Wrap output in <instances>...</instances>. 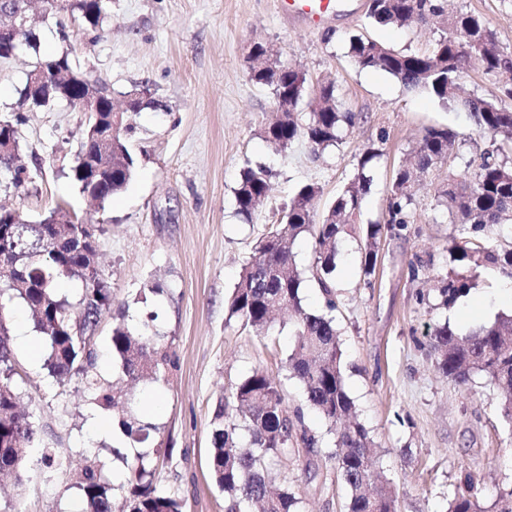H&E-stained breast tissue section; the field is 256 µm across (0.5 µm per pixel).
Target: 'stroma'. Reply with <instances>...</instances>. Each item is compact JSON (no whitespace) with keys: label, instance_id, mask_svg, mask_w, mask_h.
Segmentation results:
<instances>
[{"label":"stroma","instance_id":"35a3bbf8","mask_svg":"<svg viewBox=\"0 0 512 512\" xmlns=\"http://www.w3.org/2000/svg\"><path fill=\"white\" fill-rule=\"evenodd\" d=\"M450 5L483 16L498 40L512 47V9L502 0ZM364 14L365 0H338L335 20L311 27L285 21L275 0H112L102 29L75 30L53 50L70 52L107 84L115 103L144 84L161 101V108L133 117L129 144L136 170L127 188L101 208L80 194L70 167L87 115L63 102L24 115L20 157L32 183L17 188L0 177V205L26 220L62 202L68 219L100 226L99 265L114 307L125 309L131 325L143 307L156 309L173 337L177 375L167 384L137 387L131 404L172 440L173 453L160 462L157 477L183 501V512H225L208 467L210 421L222 393L259 368L279 383L289 407L304 403L301 386L283 367L293 346L288 328L278 322L268 336L258 337L229 317L227 308L243 263L297 186H319L315 209L323 211L364 149L382 142L384 155L364 200V215L373 220L384 211L395 173L425 128L457 132L472 149L487 143L467 112L408 89L387 73L353 65L348 40L354 33L412 52L428 49L437 36L431 26H372ZM257 42L270 46L282 64L304 70L310 82L336 79L342 110L359 117L339 147L317 157L303 140L280 152L262 139L276 101L250 79L249 55ZM249 164L269 168L271 191L246 223L236 214L234 189ZM447 176L444 167L427 176L416 194L415 222L383 239L371 283L363 281L358 241H345L337 258L336 323L346 388L379 448L376 467L397 490L401 512H446L468 472L487 506L498 486L512 484V425L497 412L498 386L484 375L456 386L437 369L426 336L438 320L465 330L502 311V279L496 275L476 279L478 303L447 309L436 295L437 278L448 271L452 226L433 222L432 204ZM154 281L163 283L164 293L142 295ZM33 329L27 311L14 306L9 344L21 401L37 429L28 469L38 467L45 447L60 449L62 465L74 467L91 449L121 478L123 465L113 457L117 440L96 433L104 412L89 403L79 378L57 381L19 344L20 332ZM269 479L293 489L303 512H346L348 489L337 469L305 449L272 466ZM17 504L22 512L81 508L78 491L62 479L30 482L20 490L12 480L0 481V512Z\"/></svg>","mask_w":512,"mask_h":512}]
</instances>
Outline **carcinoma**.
Listing matches in <instances>:
<instances>
[{
  "instance_id": "cac0c4a2",
  "label": "carcinoma",
  "mask_w": 512,
  "mask_h": 512,
  "mask_svg": "<svg viewBox=\"0 0 512 512\" xmlns=\"http://www.w3.org/2000/svg\"><path fill=\"white\" fill-rule=\"evenodd\" d=\"M55 10L95 30L108 17L110 0H55ZM366 18L378 26L434 25L440 29L427 52H399L360 33L349 38V54L361 69L385 72L447 106L466 108L476 129L490 141L473 155L464 150L465 140L456 133L444 127L427 129L411 150L413 163L398 169L382 219L366 222L363 200L372 184L373 165L383 155L371 145L320 220H315L311 209L320 188L303 184L290 198L280 222L257 241L229 299V316L265 336L273 312H291L294 345L284 367L288 377L302 386L305 407L288 409L280 386L259 368L243 377L229 395L218 397L211 418L209 468L224 492L225 512H243L250 504L260 505L261 512H301L296 493L285 487L273 490L268 479V468L288 459L293 439L312 455L337 465L349 491L347 512H398V494L381 480L376 470L377 448L355 417L346 390L335 315V272L342 240L357 235L362 242V273L371 280L382 239L414 222L417 175H428L448 164V180L436 188L433 205V220L444 214L456 227L448 240V272L437 287L440 305L448 308L467 296L474 279L483 272L512 278V248L498 244L496 235L498 226L512 219V47L498 41L482 16L464 9L448 11L447 0H370ZM251 59V79L288 102V111L275 113L262 129L267 143L284 151L302 139L317 157L342 142L357 115L340 110L335 79L318 81L315 107L304 114L299 103L308 85L306 73L272 62L271 49L261 43L254 44ZM472 60L479 61L487 75L509 78L500 86L498 99L487 100L465 91L462 79ZM42 107L25 84L16 107L0 115V121L6 123L0 127V138L11 143L9 155H0V165L14 163L11 179L15 186L31 179L28 168L17 163L23 124L19 113ZM132 116L131 112L122 113L116 145L99 181L90 182L82 173L92 154H84L81 147L75 153L73 180L83 195L92 196L101 206L121 193L134 176L128 141ZM269 187L266 167L246 166L235 189L237 215L250 219L266 199ZM50 214L59 221L17 224L14 236L0 243V272L20 269V274L13 275L20 287L0 290V474L14 475L19 486L28 481L24 467L36 435L32 415L19 406V386L11 365L9 310L20 303L36 331L43 334L44 366L49 374L60 381L80 377L89 401L112 412L113 434L135 449L131 455L113 450L124 466L118 484L97 457L65 474L70 486L81 492L82 512H112L118 491L126 512H183V501L156 479L160 458L169 456L172 449L163 448L162 440H151V435L161 432L160 427L134 414L121 390L125 382H169L179 369L173 340L162 331L159 314L146 310L137 326L130 327L122 320L112 328L109 347L120 363L119 377L110 381L97 370L99 354L93 338L99 320L111 310L112 291L95 282L97 253L79 247L81 225L61 221L65 216L61 206ZM306 235L313 239L314 258L309 269L301 271L292 245ZM62 281L74 283L76 294L61 292L58 284ZM308 286L322 294L324 307L319 313L303 307V289ZM430 339L437 367L457 385L466 386L473 375L484 373L502 388L500 415L512 424V313H500L493 322L465 334L447 322H437ZM308 410L321 418L327 432L337 434L334 448L322 449L321 439L306 423ZM243 430L250 437L246 445L241 438ZM40 465L44 478L54 477L58 451L44 449ZM480 494L472 474H466L448 501V512H485ZM493 507L496 512H512V484L496 489Z\"/></svg>"
}]
</instances>
